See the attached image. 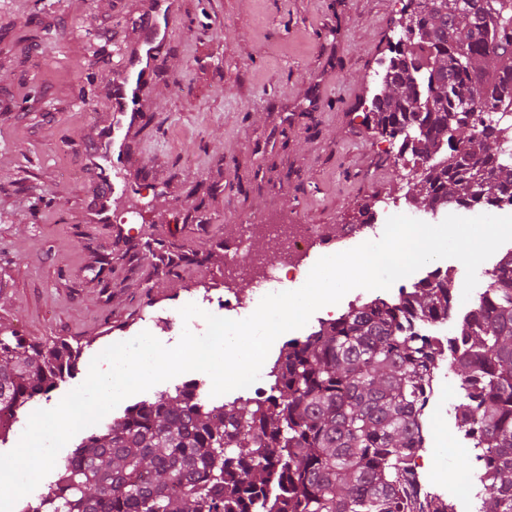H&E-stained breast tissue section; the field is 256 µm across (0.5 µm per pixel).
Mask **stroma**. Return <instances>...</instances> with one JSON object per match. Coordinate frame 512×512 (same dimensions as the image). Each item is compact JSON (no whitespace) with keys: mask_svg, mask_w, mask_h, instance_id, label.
Returning a JSON list of instances; mask_svg holds the SVG:
<instances>
[{"mask_svg":"<svg viewBox=\"0 0 512 512\" xmlns=\"http://www.w3.org/2000/svg\"><path fill=\"white\" fill-rule=\"evenodd\" d=\"M149 0H0V330L81 345L78 370L50 398L20 408L18 425L55 407L109 345L147 331L165 346L181 334V307L224 291V247L268 219L351 226L359 206L413 193L416 171L380 150L364 122L376 77L397 40L403 0H179L166 58L141 109L151 124L133 158L143 213L84 219L92 183L86 149L112 111L110 79ZM164 215L152 224L144 217ZM173 245L176 268L142 252ZM444 378L425 413L431 481L464 512L476 465L447 416L460 377Z\"/></svg>","mask_w":512,"mask_h":512,"instance_id":"obj_1","label":"stroma"}]
</instances>
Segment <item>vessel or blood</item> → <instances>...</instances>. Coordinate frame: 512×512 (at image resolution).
<instances>
[{"mask_svg":"<svg viewBox=\"0 0 512 512\" xmlns=\"http://www.w3.org/2000/svg\"><path fill=\"white\" fill-rule=\"evenodd\" d=\"M176 0H152L140 17L139 41L127 44L112 74V115L99 130L87 153L88 170L95 186L87 218L94 224L111 221L112 206L129 198L134 186L124 172L131 156L128 140L141 123L140 100L166 56L169 20Z\"/></svg>","mask_w":512,"mask_h":512,"instance_id":"b4317fda","label":"vessel or blood"}]
</instances>
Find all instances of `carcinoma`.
I'll list each match as a JSON object with an SVG mask.
<instances>
[{
    "label": "carcinoma",
    "mask_w": 512,
    "mask_h": 512,
    "mask_svg": "<svg viewBox=\"0 0 512 512\" xmlns=\"http://www.w3.org/2000/svg\"><path fill=\"white\" fill-rule=\"evenodd\" d=\"M406 8L417 46L393 51L370 120L422 160L414 203L468 208L512 191V124L493 118L512 100V0ZM450 293L435 275L286 342L263 404L212 406L186 383L128 406L75 446L33 512H453L418 500L408 480L441 357L424 327L452 313ZM448 351L464 391L457 419L488 486L482 512H512V262L493 270ZM79 355L66 340L0 333V413L49 397Z\"/></svg>",
    "instance_id": "1"
}]
</instances>
